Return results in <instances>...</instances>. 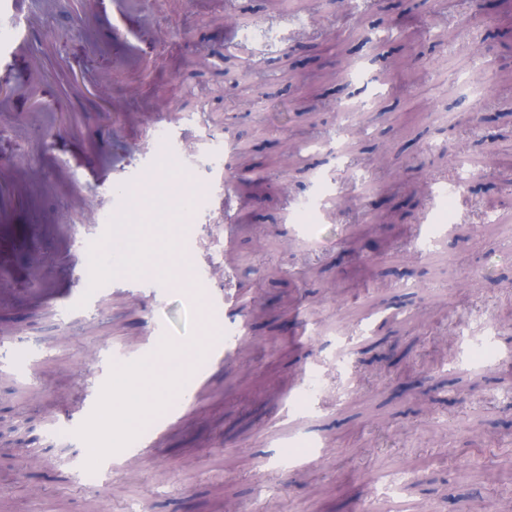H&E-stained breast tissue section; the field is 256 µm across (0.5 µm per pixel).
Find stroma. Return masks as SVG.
<instances>
[{
    "label": "stroma",
    "instance_id": "1",
    "mask_svg": "<svg viewBox=\"0 0 512 512\" xmlns=\"http://www.w3.org/2000/svg\"><path fill=\"white\" fill-rule=\"evenodd\" d=\"M142 48L156 66L112 62V0H34L26 48L0 66L12 87L0 111V171L39 170L35 210L46 224H82L87 208H108L91 172L95 151L115 137L136 144L156 128L188 131L228 146L230 172L249 148L265 172L248 225L221 216L199 225V260L218 261L210 282L229 293L246 331L238 358L210 368L192 404L145 456L127 460L100 502L94 485L64 467L93 461L87 392L104 395L100 345L143 346L147 311L106 298L71 328L50 311L0 307V338L43 350L28 380L0 372V405L18 428L23 454L0 460V512H467L497 471L496 442L512 441V89L477 82L476 72L512 66V38H497L498 12L470 23L440 21L434 0L415 16L391 7L336 25L333 0H285L266 36L225 43L216 16L238 26L267 18L265 0H151ZM423 28L409 45L406 30ZM409 46L414 73L390 78L383 53ZM373 84L359 92L361 68ZM82 181L64 192L59 175ZM396 181L392 192L376 180ZM456 185L451 197L440 185ZM171 179L162 199L135 196L133 215L190 222ZM359 196L399 221L353 242L342 209L309 211L321 192ZM312 212L309 234L296 231ZM433 215L447 239L420 247L418 226ZM232 244H225V234ZM319 256L314 270L301 259ZM193 334L221 338L224 326L194 308L188 279L173 284ZM454 334L455 354L437 349ZM319 383L314 408L290 409L306 373ZM384 385L358 388L362 373ZM470 392L469 405L458 404ZM74 416L73 443L51 439L50 419ZM389 442L377 443L376 425ZM313 436L304 455L290 436Z\"/></svg>",
    "mask_w": 512,
    "mask_h": 512
}]
</instances>
